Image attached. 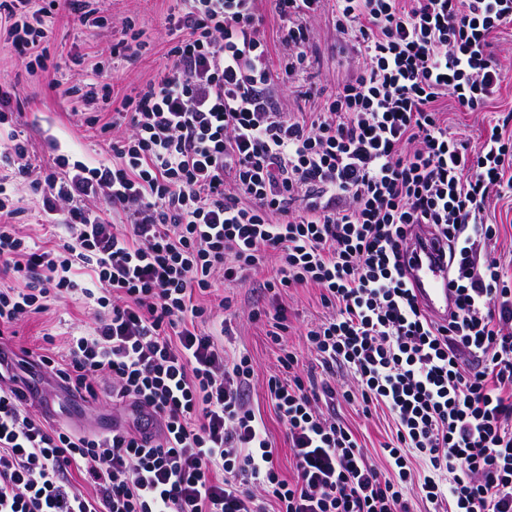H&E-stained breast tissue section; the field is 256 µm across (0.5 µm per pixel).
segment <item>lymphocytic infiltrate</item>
<instances>
[{"label": "lymphocytic infiltrate", "mask_w": 512, "mask_h": 512, "mask_svg": "<svg viewBox=\"0 0 512 512\" xmlns=\"http://www.w3.org/2000/svg\"><path fill=\"white\" fill-rule=\"evenodd\" d=\"M167 62L112 113L126 133L91 167L60 153L33 163L0 147V512H512V275L496 251L492 202L512 199V113L479 142L449 110L481 112L502 89L493 41L512 0H168ZM330 13L352 66L334 92L280 106L308 76L311 19ZM67 14L102 27L92 0H0V45L86 104L112 72L64 87L48 60ZM282 47L273 55L271 42ZM29 184L54 245L22 236ZM448 248L447 321L408 277L418 227ZM271 277L257 280L267 259ZM222 285L264 304L278 369L265 384L293 475L251 402L248 355L227 358ZM317 290L305 332L323 371L283 344L282 292ZM80 294L90 331L41 363L67 391L106 394L132 424L81 434L27 406L8 347L19 322ZM353 385L336 386L337 368ZM343 399L391 418L382 471L323 405ZM423 470H415V462Z\"/></svg>", "instance_id": "f902f5d3"}]
</instances>
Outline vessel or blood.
I'll use <instances>...</instances> for the list:
<instances>
[{"label": "vessel or blood", "mask_w": 512, "mask_h": 512, "mask_svg": "<svg viewBox=\"0 0 512 512\" xmlns=\"http://www.w3.org/2000/svg\"><path fill=\"white\" fill-rule=\"evenodd\" d=\"M409 276L426 311L436 320H446L452 305L453 288L448 269L434 249H427L424 257L411 259Z\"/></svg>", "instance_id": "obj_1"}]
</instances>
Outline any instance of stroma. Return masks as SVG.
<instances>
[{
	"label": "stroma",
	"mask_w": 512,
	"mask_h": 512,
	"mask_svg": "<svg viewBox=\"0 0 512 512\" xmlns=\"http://www.w3.org/2000/svg\"><path fill=\"white\" fill-rule=\"evenodd\" d=\"M99 6L108 18L103 28H85L71 18L56 19L52 26L51 58L58 61L68 84H75L93 64H108L112 67V97L122 98L130 90L152 79L165 65L166 33L164 17L165 0H100ZM135 22L144 32L148 43L147 50L137 60L113 59L112 43L123 35L125 21ZM316 46L320 54V71L317 85L326 90H334L338 77L344 73L347 64L339 53L330 14H322L314 23ZM493 51L499 58L504 81L499 99L485 111L474 114H455L451 120L466 129L471 136H478L482 128L496 113L512 110V32L500 35L493 43ZM17 84L20 95L12 103L18 114L13 124L0 125V142L7 141L12 131L24 132L29 142V150L39 163L48 165L54 154L48 147L49 140H57L63 153L94 165L111 158L110 135L101 133L99 127L77 122L76 111L82 110L81 102L66 99L50 91L39 68L26 67L18 55L10 49L0 47V80ZM249 291L245 288L231 290L236 298L234 308L227 311L231 321L230 333L224 338L228 355L247 354L254 367L253 406L262 417L269 438L279 450L278 465L284 476L293 472L292 459L288 451L285 429L277 420L269 405L264 386L269 374L278 365L276 346L272 345L266 333L270 328L269 319L253 321L249 318L250 307L245 298ZM282 303L288 310L290 329L285 343L303 358L310 360L304 333L311 322L319 318L323 309L318 293L311 288L290 290L282 295ZM91 319L80 295L69 297L66 302L51 306L48 311L17 327L14 339L15 352L32 351L33 355L58 357L63 348V340L47 344L42 338L44 330L69 332L73 329H88ZM42 390L40 401L34 402L32 409L49 423H60L82 431L99 432L110 428L112 423L127 420L128 413L112 407L105 398L77 400L63 391L48 376H38ZM334 412L337 419L346 423L365 445L371 460L378 467H385L381 446L387 440L389 418L377 414L365 418L357 407L337 404Z\"/></svg>",
	"instance_id": "stroma-1"
}]
</instances>
